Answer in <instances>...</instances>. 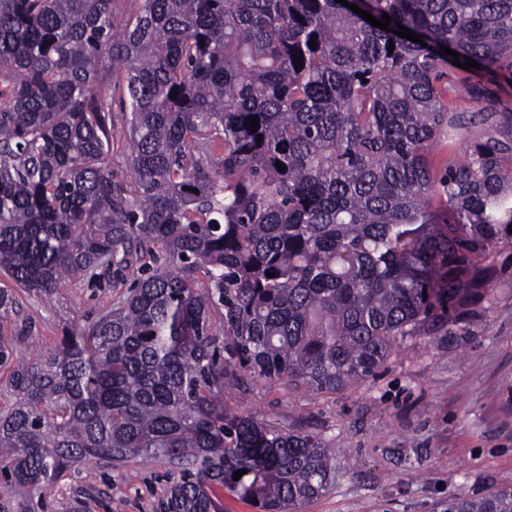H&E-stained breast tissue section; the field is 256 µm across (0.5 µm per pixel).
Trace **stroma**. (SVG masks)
Segmentation results:
<instances>
[{
    "mask_svg": "<svg viewBox=\"0 0 512 512\" xmlns=\"http://www.w3.org/2000/svg\"><path fill=\"white\" fill-rule=\"evenodd\" d=\"M489 301L434 335L404 340L371 381L340 393L257 384L228 407L319 432L336 449L333 480L303 512H443L454 497L512 485V244L492 257ZM109 282L72 285L62 306L22 296L34 346L66 321L85 323L122 297ZM178 471L159 461L89 464L52 490L48 512H156Z\"/></svg>",
    "mask_w": 512,
    "mask_h": 512,
    "instance_id": "stroma-1",
    "label": "stroma"
}]
</instances>
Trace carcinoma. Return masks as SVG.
<instances>
[{"label":"carcinoma","instance_id":"carcinoma-1","mask_svg":"<svg viewBox=\"0 0 512 512\" xmlns=\"http://www.w3.org/2000/svg\"><path fill=\"white\" fill-rule=\"evenodd\" d=\"M358 7L389 30L338 0H0V512H40L91 460L180 471L157 512H224L218 488L295 512L328 489L330 444L228 409L243 374L344 390L488 300L512 244V107L475 85L478 111L448 108L438 51L512 77V0ZM478 126L434 172L432 146ZM129 270L111 310L15 357L18 291L53 303ZM444 512H512V487ZM112 111V170L122 177L129 175V139L123 112H120L117 102L113 105Z\"/></svg>","mask_w":512,"mask_h":512}]
</instances>
